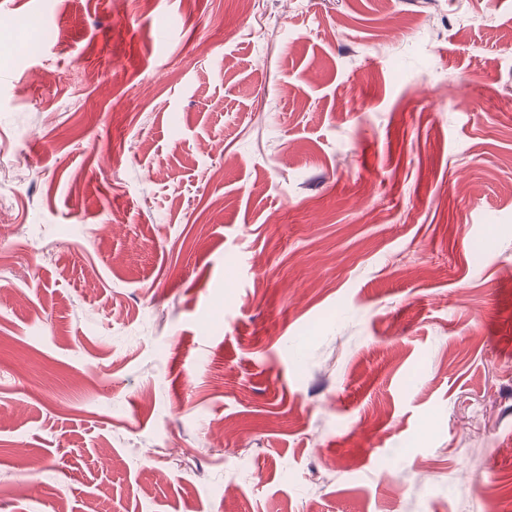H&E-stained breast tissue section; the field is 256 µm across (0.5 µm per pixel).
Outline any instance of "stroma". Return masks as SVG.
<instances>
[{
    "mask_svg": "<svg viewBox=\"0 0 512 512\" xmlns=\"http://www.w3.org/2000/svg\"><path fill=\"white\" fill-rule=\"evenodd\" d=\"M234 2L0 0V512L512 502V0Z\"/></svg>",
    "mask_w": 512,
    "mask_h": 512,
    "instance_id": "obj_1",
    "label": "stroma"
}]
</instances>
